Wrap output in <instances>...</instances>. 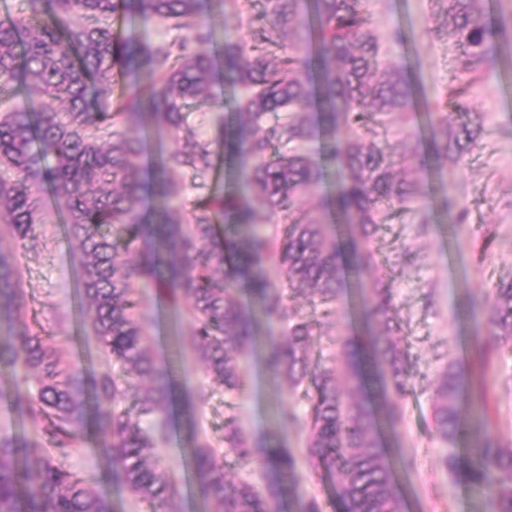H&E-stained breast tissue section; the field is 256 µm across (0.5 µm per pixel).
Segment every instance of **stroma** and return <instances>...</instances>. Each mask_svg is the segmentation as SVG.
I'll list each match as a JSON object with an SVG mask.
<instances>
[{
  "label": "stroma",
  "mask_w": 512,
  "mask_h": 512,
  "mask_svg": "<svg viewBox=\"0 0 512 512\" xmlns=\"http://www.w3.org/2000/svg\"><path fill=\"white\" fill-rule=\"evenodd\" d=\"M382 30L403 27L408 40L391 45L393 61L410 66L429 96H438L456 72V54L451 46L431 36L440 19L435 0H381L375 8ZM468 109L491 116L502 135L475 148L459 159H449L447 170L461 208L466 214L462 226L466 248H459L439 215L426 230L412 224H391L378 235L374 249L392 280L395 313L402 325V343L408 350L416 374V389L403 404L399 436L390 441L389 461L395 463L394 477L404 498L405 512H487L485 502L471 495L464 483L441 469L442 447L431 422V399L427 386L444 363L463 368V387L472 390L479 372L471 363L475 334L469 314L471 298L481 297L503 278H512V47L505 49L497 72L486 90L472 98ZM56 194L43 196L41 247L38 251H17L20 285L30 307L50 319L53 342L69 359L92 366L96 372L112 365L99 352V344L82 324L78 295L80 271L73 249L64 237ZM495 229L492 243H485L487 229ZM418 253L417 261L400 263L401 247ZM156 323L151 328L153 351L158 362L174 363L173 404L170 413L172 441L157 450L159 466L181 483L180 512H206L195 494L183 400L192 398L196 410L198 439L219 441L226 420H236L256 444L298 445L293 432L279 424V413L288 406L303 408L301 393L285 379L271 377L257 353L242 356L248 385L244 393L225 391L208 377L188 342L191 324L172 303L149 300ZM362 303L357 285L346 284L334 317L335 336L317 337L314 359L334 352L335 339H346L359 330ZM414 460L412 471L399 469L402 457ZM75 468L91 472L98 479L96 490L114 503L117 512H148L113 485L95 449L73 459Z\"/></svg>",
  "instance_id": "obj_1"
}]
</instances>
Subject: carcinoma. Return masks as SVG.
Listing matches in <instances>:
<instances>
[{
  "instance_id": "carcinoma-1",
  "label": "carcinoma",
  "mask_w": 512,
  "mask_h": 512,
  "mask_svg": "<svg viewBox=\"0 0 512 512\" xmlns=\"http://www.w3.org/2000/svg\"><path fill=\"white\" fill-rule=\"evenodd\" d=\"M377 2L220 0L249 14L245 35L227 31L222 43L199 0H22L0 18V238L37 250L44 190L64 199L88 325L116 365L98 374L50 347L20 288L16 253L0 248V319L13 323L0 342V370L15 380L0 388V401L23 428L0 434V512H115L71 464L92 428L117 488L151 512H177L179 481L150 463L170 438V370L154 357L153 317L142 301L156 294L182 300L191 347L230 392L243 390L236 353L255 348L259 335L243 307L251 298L267 324L264 366L307 400L302 412L283 410L280 423L302 437L309 467L336 476L342 512H403L382 429L398 433L415 385L388 277L362 283L360 334L316 368L311 347L336 313L343 264L361 275L375 266L372 243L385 225L430 223L419 173L429 165L443 173L448 156L490 135L465 103L512 45V17L490 13L487 0H442L433 34L453 41L459 66L430 100L406 66L384 62L385 45L403 34L378 32ZM141 23L182 35L141 39L133 33ZM221 67L236 91L235 121L200 139L190 112L224 105L212 94ZM18 87L39 105H10ZM316 138L320 149L308 150ZM221 144L236 185L213 192L207 180ZM182 171L199 179L191 202L176 179ZM331 174L318 214L305 198ZM437 207L449 227L463 223L445 184ZM338 221L356 229L345 249ZM294 292L307 293L308 310L291 303ZM469 309L480 370L470 418L462 417L458 365L445 364L428 386L440 462L491 512H512V442L488 435L497 380L486 358L490 348L512 349V279ZM221 443L192 442V479L207 512H272L282 493L293 494L290 484L260 488L226 475L230 455L242 469L291 479L292 449L268 445L258 454L233 420Z\"/></svg>"
}]
</instances>
